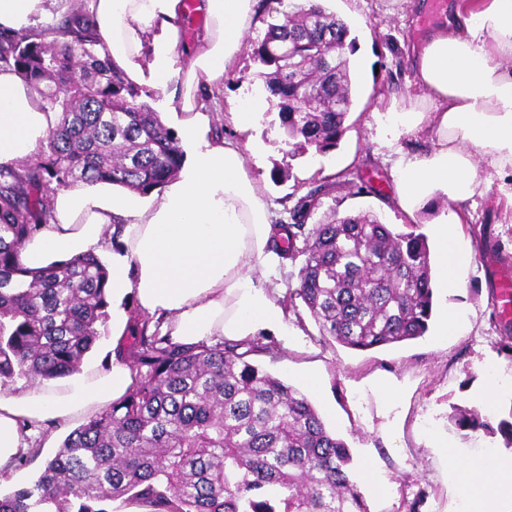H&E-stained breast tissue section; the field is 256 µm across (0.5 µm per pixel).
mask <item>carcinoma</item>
I'll list each match as a JSON object with an SVG mask.
<instances>
[{
	"label": "carcinoma",
	"mask_w": 512,
	"mask_h": 512,
	"mask_svg": "<svg viewBox=\"0 0 512 512\" xmlns=\"http://www.w3.org/2000/svg\"><path fill=\"white\" fill-rule=\"evenodd\" d=\"M253 48L268 101L291 140L319 153L346 132L355 85L349 27L317 0L273 9ZM90 18L71 9L56 26L0 36L11 64L59 113L46 147L0 165V389L17 376L52 380L79 372L109 319L108 269L87 254L36 272L19 253L50 223L48 196L76 182H109L139 195L164 187L184 154L141 89L98 57ZM53 30L61 40L47 42ZM327 193L298 198L272 249L299 263L288 309L304 304L323 337L354 350L420 338L429 328L433 274L425 238L395 232L373 212L308 220ZM493 304L512 353L508 303ZM132 391L70 432L33 485L0 494V512H368L351 478L346 443L307 396L249 359L251 342L183 346L131 335ZM458 426L501 433L512 447V408L497 427L472 414Z\"/></svg>",
	"instance_id": "carcinoma-1"
}]
</instances>
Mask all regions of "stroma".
<instances>
[{"label":"stroma","mask_w":512,"mask_h":512,"mask_svg":"<svg viewBox=\"0 0 512 512\" xmlns=\"http://www.w3.org/2000/svg\"><path fill=\"white\" fill-rule=\"evenodd\" d=\"M418 2L328 0V9L343 19L356 37V55L367 60L370 70L355 80L347 131L336 149L325 156L312 150L294 156L277 109H268L247 128L234 120L238 100L258 86L252 46L266 33L270 6L269 0H262L258 23L245 33L233 67L224 77L222 109L213 113L211 123L225 137L253 149V156L247 159L250 173L264 186L279 220H287L296 200L325 178L356 169L364 193L352 194L341 185L332 188L322 196L313 222L334 212L371 211L396 230H405L412 222L417 232L430 234L432 214L423 212L412 219L394 204L391 163L396 148L422 151L429 145L430 135L404 132L390 144L382 140L374 118L392 101L417 92L406 49L431 22L430 14L420 10ZM475 200L474 222L460 229L471 250L462 285L434 293V312L446 308L460 314L457 335L443 336L432 328L418 339L356 351L322 339L307 316L300 344L253 357L254 363L305 392L327 428L346 442L352 478L360 482L370 512H450L458 505L457 488L441 454V442H448L465 456L505 444L501 434L459 428L454 418L457 410L474 409L494 424L512 408V389L507 387L493 405L477 402L485 387L483 362H493L499 377L512 376V358L501 350L503 333L492 306L500 283L512 279V207L499 200L493 186L480 187ZM308 373L319 377L320 389L308 388L304 379ZM381 380L401 384L400 396L390 400L372 391V384ZM66 435L63 428L42 432L39 451L16 463L13 472L0 480V492L8 494L30 486Z\"/></svg>","instance_id":"35a3bbf8"}]
</instances>
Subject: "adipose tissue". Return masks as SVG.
Listing matches in <instances>:
<instances>
[{"label": "adipose tissue", "instance_id": "obj_1", "mask_svg": "<svg viewBox=\"0 0 512 512\" xmlns=\"http://www.w3.org/2000/svg\"><path fill=\"white\" fill-rule=\"evenodd\" d=\"M64 0H0V32L22 34L63 14ZM102 56L151 93L173 126L185 159L152 199L108 183L57 190L50 223L20 252L38 271L85 254L111 255L112 343L136 314L160 318L159 333L184 346L301 334L282 299L279 255L269 248L274 215L252 178L242 145L216 135L224 74L255 23L256 0H198L204 22L185 38L183 0H83ZM418 96L392 105L384 134L427 127L426 152L400 153L397 206L407 215L454 208L433 223L435 280L458 287L470 252L458 232L471 223L480 186L512 204V0H458L412 48ZM58 115L15 68L0 66V165L15 166L45 146ZM134 296L137 313L124 300ZM134 372L113 353L108 367L0 394V476L34 452L41 427L94 417L131 392ZM460 476L463 512H512V452L464 458L446 449Z\"/></svg>", "mask_w": 512, "mask_h": 512}]
</instances>
